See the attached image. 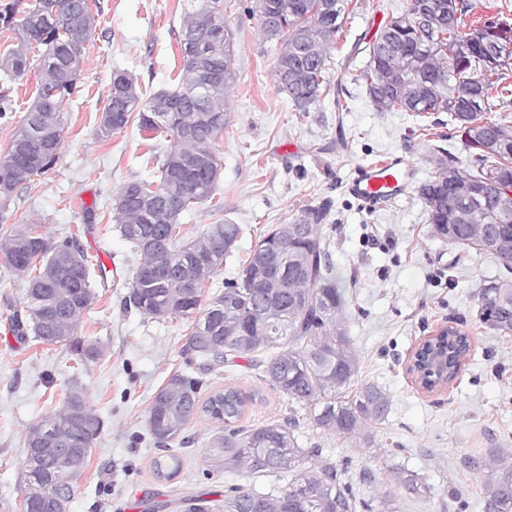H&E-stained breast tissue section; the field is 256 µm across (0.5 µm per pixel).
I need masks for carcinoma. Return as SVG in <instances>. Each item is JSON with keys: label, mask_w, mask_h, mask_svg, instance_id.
I'll return each instance as SVG.
<instances>
[{"label": "carcinoma", "mask_w": 512, "mask_h": 512, "mask_svg": "<svg viewBox=\"0 0 512 512\" xmlns=\"http://www.w3.org/2000/svg\"><path fill=\"white\" fill-rule=\"evenodd\" d=\"M348 0H251L247 7L261 33L280 44L274 67L278 91L293 110L307 113L343 86L327 76L329 48L342 30ZM476 5L466 0H408L404 12L378 28L367 42L360 74L377 112H446L469 162L445 150L433 154L434 173L419 187L432 236L492 256L512 272V126L484 117L490 95L512 93V24L467 20ZM88 0H0V28L18 35L0 57L8 79L25 75L38 61L40 86L4 160L0 192L29 187L46 173L64 143V102L76 92L92 27L83 19ZM235 30L224 19V0H190L179 38L178 86L143 98L134 78L113 72L109 103L97 136L106 141L138 118L139 127L169 138L156 181H131L113 195L112 212L121 237L139 255L124 297L125 310L149 319L194 316L183 352L195 371L173 375L153 397L148 434L165 454L153 458L158 477L182 466L169 453L188 425L203 416L228 425L205 451L213 472L243 470L273 477L258 490H224L222 512H394L396 490L426 493L422 477L392 468L390 482L369 499L340 478V468L318 447L302 446L299 430L373 445L371 427L387 418L391 400L380 386H355L360 357L345 328L346 299L336 283L324 233L331 210L326 200L293 221L275 224L251 247L237 277L215 287L242 228L220 219L194 239L179 240L180 217L213 199L221 177L215 140L227 125L234 70ZM0 259L27 279L23 309H13L11 331L61 343L82 362L100 348L76 336L91 308V281L103 265L89 259L75 235L53 242L29 226L0 231ZM215 288L203 300L204 290ZM483 324L512 332V280L485 279L476 293ZM459 346L448 354V378L469 352L465 334L450 328ZM241 358L287 398L288 417L250 428L234 427L254 395L235 387L201 398L203 376L217 375ZM104 422L78 390L61 410L33 424L22 465L27 486L20 512H66L73 481L91 454ZM483 476L485 512H512V448H487L469 460Z\"/></svg>", "instance_id": "1"}]
</instances>
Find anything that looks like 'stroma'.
Returning <instances> with one entry per match:
<instances>
[{
    "label": "stroma",
    "mask_w": 512,
    "mask_h": 512,
    "mask_svg": "<svg viewBox=\"0 0 512 512\" xmlns=\"http://www.w3.org/2000/svg\"><path fill=\"white\" fill-rule=\"evenodd\" d=\"M95 26L86 49L76 93L64 105V143L56 164L32 185L0 194V225H28L51 240L79 236L90 257L104 259L107 277L93 282L92 307L77 334L97 342V361L78 365L75 354L56 344L9 329L10 307L25 301L26 280L0 261V512H19L25 490L20 467L29 426L59 410L66 394L81 391L100 414L104 428L74 483L67 512H183L182 499L200 490L223 504L224 489L267 488L268 479L242 471L213 472L205 462L222 423L197 418L172 444L182 468L172 479L156 477L149 464L159 451L147 431L149 405L176 372L189 369L182 353L191 321L183 316L145 319L126 311L123 299L139 263L119 234L112 196L131 180H152L163 143L130 122L110 140L96 128L108 104L115 70H127L143 95L174 89L178 81L179 34L186 0H88ZM330 53L331 77L346 91L348 110L333 99L298 115L274 83L279 53L262 38L244 9L250 0H224V14L237 31L228 124L215 151L222 166L213 202L182 215L180 238L187 241L224 218L242 234L218 279L236 277L255 239L287 223L308 205L333 202L324 231L336 277L346 287L348 334L357 350L359 382L379 385L391 399L390 413L375 426L368 449L331 433L314 432L334 461L350 471L372 469L377 482L388 466L423 476L429 492L421 498L397 493L395 512H483L478 471L466 458L498 445L512 447V333L482 323L475 292L481 280L502 275L490 256L454 248L430 234L418 189L393 205L362 209L344 195L342 184L355 164L405 153L426 182L435 148L468 160L460 135L444 112H377L358 79L368 61L353 46L402 13L408 0H355ZM39 74L30 69L10 80L0 75V157L36 94ZM465 332L471 349L448 387L422 391L407 371L417 345L440 327ZM234 386L256 395L241 425L286 418L289 405L245 360L225 368L203 387L205 393Z\"/></svg>",
    "instance_id": "35a3bbf8"
}]
</instances>
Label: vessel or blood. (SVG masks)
<instances>
[{"instance_id":"1","label":"vessel or blood","mask_w":512,"mask_h":512,"mask_svg":"<svg viewBox=\"0 0 512 512\" xmlns=\"http://www.w3.org/2000/svg\"><path fill=\"white\" fill-rule=\"evenodd\" d=\"M415 166L401 153L381 160L356 164L342 191L364 209L377 210L406 196L416 180Z\"/></svg>"}]
</instances>
